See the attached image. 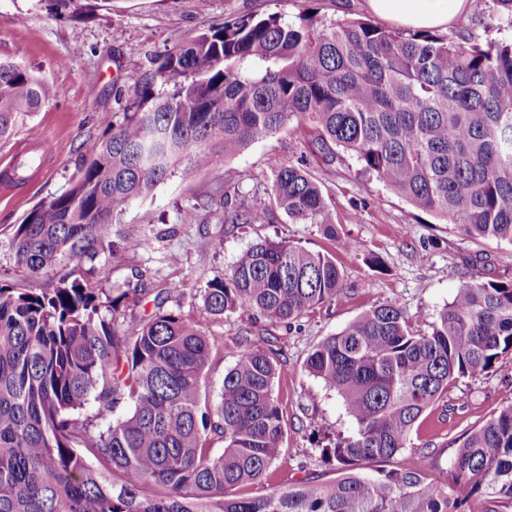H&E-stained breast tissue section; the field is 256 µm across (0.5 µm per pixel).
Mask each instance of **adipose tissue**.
Masks as SVG:
<instances>
[{
  "label": "adipose tissue",
  "mask_w": 512,
  "mask_h": 512,
  "mask_svg": "<svg viewBox=\"0 0 512 512\" xmlns=\"http://www.w3.org/2000/svg\"><path fill=\"white\" fill-rule=\"evenodd\" d=\"M369 12L396 26L444 30L469 11L470 0H367Z\"/></svg>",
  "instance_id": "ef3b65f1"
}]
</instances>
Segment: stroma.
<instances>
[{
  "mask_svg": "<svg viewBox=\"0 0 512 512\" xmlns=\"http://www.w3.org/2000/svg\"><path fill=\"white\" fill-rule=\"evenodd\" d=\"M312 9L326 20L368 15L366 0H208L204 8L197 0H99L86 17L55 15L47 0H0V60L27 66L57 91L38 112L17 124L10 140L0 141L1 159L14 141L37 133L44 166L34 184L0 198V277L25 280L14 263L13 225L36 204L70 188L92 145L129 111L136 99L133 79L150 69L151 57L242 17L277 13L292 19ZM481 12L495 17L491 37L512 36V18L498 0H476L449 27V35L478 30ZM309 153L303 131L292 126L207 168L182 160L169 178L134 202L114 225L117 237H142L150 245L118 253L101 274L103 286L141 289L143 296L133 313L143 318L154 308L152 289L179 283L183 316L199 324L217 349L209 363L212 392H219L233 360L229 344L249 320L239 312L207 318L201 311L207 282L228 272L237 256L257 242L285 239L313 252L329 250L331 244L317 225L294 223L280 209L268 224H223L214 211L203 212L199 223L181 224L178 209L223 192L230 168L239 176V200L249 205L270 203L274 171L308 159ZM309 169L321 184L340 235L357 245L356 251L336 255L350 296L311 311L290 328L269 330L288 366L287 377L274 385L285 437L268 477L236 488V495L243 497L263 495L307 476H336L321 461L318 442L324 434L349 429L350 423L335 394L304 368L315 344L385 300L396 301L415 315L416 328L423 330L461 284L512 280V245L467 236L458 225L412 209L376 179L359 175L350 156L330 165L310 161ZM217 240L222 249H214ZM373 256L379 265L370 264ZM28 283L33 288L46 285L42 278ZM509 405L512 356L506 355L486 376L450 386L442 401L420 418L409 447L392 460V467L446 470L462 435Z\"/></svg>",
  "mask_w": 512,
  "mask_h": 512,
  "instance_id": "stroma-1",
  "label": "stroma"
}]
</instances>
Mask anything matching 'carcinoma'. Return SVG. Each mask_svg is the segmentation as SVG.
Listing matches in <instances>:
<instances>
[{
  "instance_id": "1",
  "label": "carcinoma",
  "mask_w": 512,
  "mask_h": 512,
  "mask_svg": "<svg viewBox=\"0 0 512 512\" xmlns=\"http://www.w3.org/2000/svg\"><path fill=\"white\" fill-rule=\"evenodd\" d=\"M151 64L133 78L136 109L95 142L71 188L14 226L28 277L61 257L70 269L45 288L0 279V512H473L475 501L512 512V406L464 434L446 472L387 468L448 385L512 354V280L463 283L426 330L385 300L313 346L306 369L354 424L320 448L340 476L254 498L228 492L261 481L281 452L273 341L243 330L214 399L210 342L168 304L180 285L137 321L130 291L95 281L117 252L112 224L183 158L207 168L294 121L323 163L345 153L413 208L512 244V38L273 13L226 22ZM55 95L34 71L0 62V140ZM271 196L295 223L354 250L305 161L274 172ZM223 204L226 224L274 218ZM349 296L335 255L263 241L208 281L202 300L212 319L248 311L290 327ZM89 403L93 418L77 417ZM364 461L375 473L359 471Z\"/></svg>"
}]
</instances>
